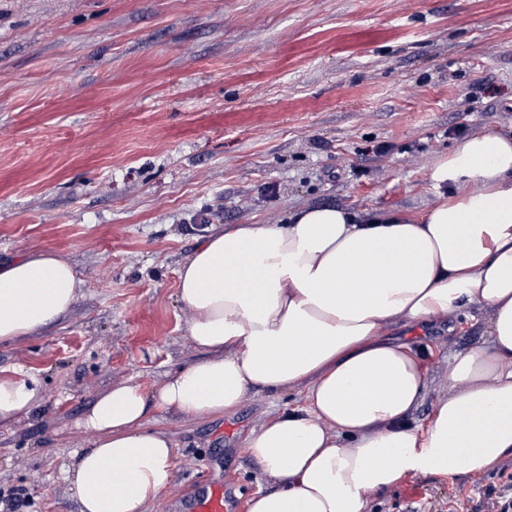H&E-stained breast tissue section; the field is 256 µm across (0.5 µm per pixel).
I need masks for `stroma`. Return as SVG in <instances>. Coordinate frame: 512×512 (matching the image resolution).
I'll list each match as a JSON object with an SVG mask.
<instances>
[{
  "label": "stroma",
  "instance_id": "stroma-1",
  "mask_svg": "<svg viewBox=\"0 0 512 512\" xmlns=\"http://www.w3.org/2000/svg\"><path fill=\"white\" fill-rule=\"evenodd\" d=\"M486 131L512 134V0H0V262L51 251L82 282L65 318L0 346V375L44 381L29 416L0 425V512H79L66 472L98 395L153 391L200 359L178 271L210 228L318 204L419 216L433 165ZM486 320L467 305L452 330L391 331L424 350L415 424ZM299 402L253 390L230 417L151 411L176 458L146 512H185L215 485L247 512L270 484L246 436ZM505 470L511 457L411 472L370 509L493 512Z\"/></svg>",
  "mask_w": 512,
  "mask_h": 512
}]
</instances>
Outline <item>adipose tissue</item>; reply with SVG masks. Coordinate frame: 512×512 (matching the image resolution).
<instances>
[{
  "label": "adipose tissue",
  "instance_id": "ef3b65f1",
  "mask_svg": "<svg viewBox=\"0 0 512 512\" xmlns=\"http://www.w3.org/2000/svg\"><path fill=\"white\" fill-rule=\"evenodd\" d=\"M419 218L307 205L279 224L212 231L178 272L187 335L202 352L153 392L121 382L83 420L92 438L67 480L80 512H141L171 483L174 442L150 409L198 420L234 413L253 389L300 406L252 429L249 456L271 488L248 512H368L410 472L467 476L512 456V136L458 139L431 171ZM81 282L64 257L0 266V344L65 317ZM488 314L487 339L448 356V394L427 424V370L397 327ZM32 371L0 376V424L42 398Z\"/></svg>",
  "mask_w": 512,
  "mask_h": 512
}]
</instances>
